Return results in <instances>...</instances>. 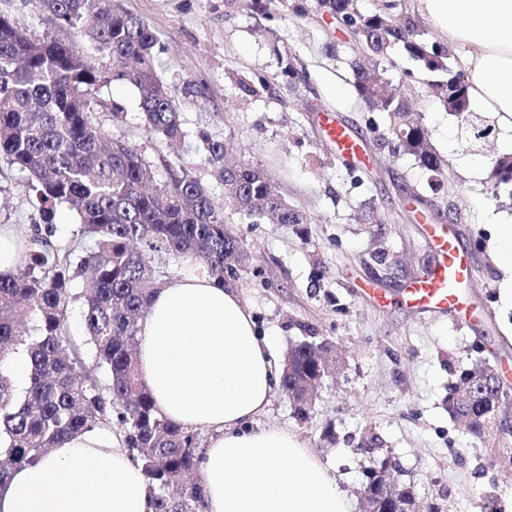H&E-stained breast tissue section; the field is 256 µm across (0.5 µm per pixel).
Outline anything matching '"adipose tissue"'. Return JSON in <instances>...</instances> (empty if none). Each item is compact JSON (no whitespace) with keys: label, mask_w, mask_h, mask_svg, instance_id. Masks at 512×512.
<instances>
[{"label":"adipose tissue","mask_w":512,"mask_h":512,"mask_svg":"<svg viewBox=\"0 0 512 512\" xmlns=\"http://www.w3.org/2000/svg\"><path fill=\"white\" fill-rule=\"evenodd\" d=\"M464 60L472 108L512 132V0H419ZM155 406L212 436L202 455L205 512H351L319 457L286 430L254 427L282 368L238 293L187 264L155 292L138 334ZM0 512H152L140 470L110 429L67 439L0 488Z\"/></svg>","instance_id":"ef3b65f1"}]
</instances>
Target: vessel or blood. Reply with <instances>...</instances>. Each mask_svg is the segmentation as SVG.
<instances>
[{"label":"vessel or blood","instance_id":"obj_1","mask_svg":"<svg viewBox=\"0 0 512 512\" xmlns=\"http://www.w3.org/2000/svg\"><path fill=\"white\" fill-rule=\"evenodd\" d=\"M321 128L337 155L347 160H363L360 141L346 126L336 122L333 114H323ZM427 231L439 261L426 278L413 282L406 289V302L431 310L448 311L464 321L475 319L477 313L463 291L469 276V261L458 245L453 226L431 222Z\"/></svg>","mask_w":512,"mask_h":512}]
</instances>
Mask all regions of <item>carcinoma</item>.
Returning a JSON list of instances; mask_svg holds the SVG:
<instances>
[{"label":"carcinoma","instance_id":"obj_1","mask_svg":"<svg viewBox=\"0 0 512 512\" xmlns=\"http://www.w3.org/2000/svg\"><path fill=\"white\" fill-rule=\"evenodd\" d=\"M39 6L112 57V73L69 44L31 38L0 15V162L26 175L43 217L21 265L0 276V487L11 471L38 462L63 440L115 424L149 486L154 512H193L192 505L204 501L202 485L178 498L161 491L198 468L197 436L158 412L135 355L148 301L166 283L154 256L164 252L199 264L223 287L237 278L236 263L247 259L197 169L213 171L225 196L253 224H304L307 218L288 206L260 169L224 165V141L204 133V153L191 162L163 161L166 178L158 180L136 139L111 133L98 120L105 106L99 90L127 83L142 90L145 132L168 141L186 138L180 105L155 70L153 29L120 0H39ZM314 8L351 34L356 52L348 62L349 84L370 109L388 114L390 147L414 156L429 177L443 176L446 161L430 147V131L409 97L385 78L381 64L392 49L436 76L434 97L460 119L469 140L495 136L496 126L471 108L465 77L450 64L452 50L426 38L416 17L394 15L388 2L364 11L359 0H315ZM488 179L494 194L512 189L511 152L491 161ZM60 206L79 221L66 245L53 241ZM79 277L83 285L76 290ZM76 304L84 325L80 338L67 332ZM24 321L33 325L22 335ZM330 348L305 339L288 349L281 390L302 419L331 375ZM19 350L29 368L23 392L4 366ZM98 368L105 370L102 379ZM491 370L487 363L473 366L448 388V414L476 439L493 426L498 410L488 385Z\"/></svg>","mask_w":512,"mask_h":512}]
</instances>
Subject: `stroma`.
Here are the masks:
<instances>
[{
  "instance_id": "35a3bbf8",
  "label": "stroma",
  "mask_w": 512,
  "mask_h": 512,
  "mask_svg": "<svg viewBox=\"0 0 512 512\" xmlns=\"http://www.w3.org/2000/svg\"><path fill=\"white\" fill-rule=\"evenodd\" d=\"M299 2L310 16H293L279 0L263 15L246 0H122L155 31V68L180 101L188 132L177 146L146 135L138 142L157 166L202 153L199 134L208 132L232 146L234 162L261 169L285 202L309 218L300 225L249 223L225 201L209 170L197 172L244 244L248 258L232 286L275 355L285 358L291 344L311 336L334 346L335 371L310 417L297 418L278 391L258 426L289 430L317 453L352 512H363L360 485L370 459L357 444L369 431L401 463L417 512H506L512 429L472 441L444 404L459 367L478 359L504 369L503 385L512 394V298L502 291L512 273L501 263L512 195H491L487 174L471 170L502 153L506 136L472 144L433 97L430 75L392 51L386 76L413 100L433 149L448 163L438 184H430L413 156L386 144V113L369 109L352 90L337 94L349 77L350 38L335 20L313 12L314 0ZM0 13L32 38L72 45L111 70V57L58 26L36 0H0ZM103 96L104 125L117 135L135 132L138 89L114 82ZM116 112L121 122H113ZM327 112L364 140L368 163L337 156L320 126ZM370 212L384 224L383 244L399 260L391 270L369 264L376 225L363 218ZM423 215L454 224L472 260L467 294L481 313L478 321L404 302L407 285L438 261L419 222ZM39 220L23 175L1 163L0 225H17L28 237ZM366 283L379 296L366 294Z\"/></svg>"
}]
</instances>
